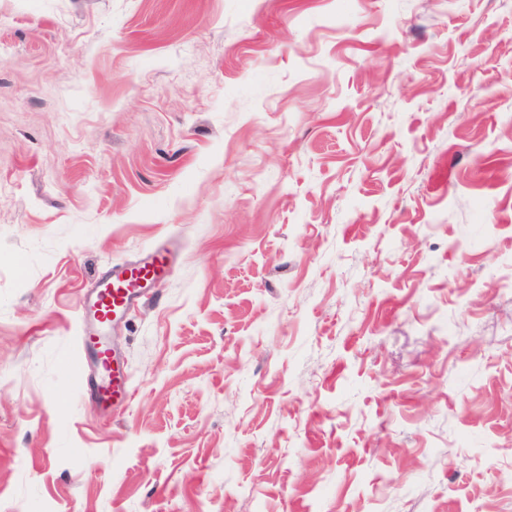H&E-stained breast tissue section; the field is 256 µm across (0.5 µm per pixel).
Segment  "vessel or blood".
Here are the masks:
<instances>
[{
  "instance_id": "vessel-or-blood-1",
  "label": "vessel or blood",
  "mask_w": 512,
  "mask_h": 512,
  "mask_svg": "<svg viewBox=\"0 0 512 512\" xmlns=\"http://www.w3.org/2000/svg\"><path fill=\"white\" fill-rule=\"evenodd\" d=\"M170 269L168 250L153 249L131 263H116L102 273L86 294L84 308L92 321L94 334L83 337V349L93 351L94 373L84 376L82 360H74L71 369L78 377L79 395L93 396L103 411L123 409L128 395V376L117 353L102 338L114 324L124 321L139 302L157 288Z\"/></svg>"
}]
</instances>
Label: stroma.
<instances>
[{
    "label": "stroma",
    "instance_id": "obj_1",
    "mask_svg": "<svg viewBox=\"0 0 512 512\" xmlns=\"http://www.w3.org/2000/svg\"><path fill=\"white\" fill-rule=\"evenodd\" d=\"M511 275L512 0H0V512H512ZM131 263H113L86 294L84 309L92 321L93 333L83 336L82 348L94 352V374L82 382V358L72 361L80 397L93 396L104 412L124 408L128 395V376L117 353L101 337L112 325L124 321L139 302L157 288L169 273L170 257L166 249H152Z\"/></svg>",
    "mask_w": 512,
    "mask_h": 512
}]
</instances>
